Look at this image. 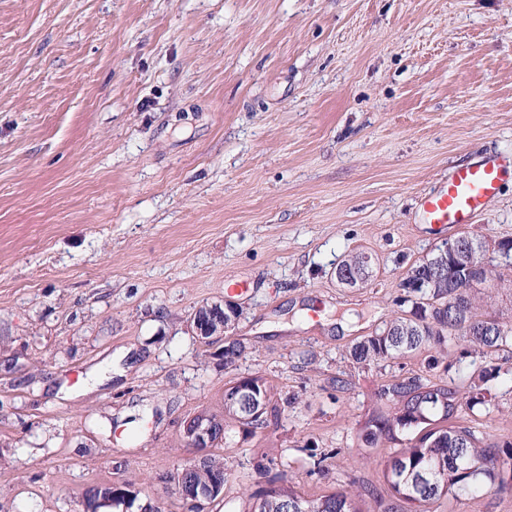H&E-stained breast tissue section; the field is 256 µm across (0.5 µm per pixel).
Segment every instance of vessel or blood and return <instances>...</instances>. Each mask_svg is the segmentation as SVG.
I'll return each instance as SVG.
<instances>
[{
    "mask_svg": "<svg viewBox=\"0 0 512 512\" xmlns=\"http://www.w3.org/2000/svg\"><path fill=\"white\" fill-rule=\"evenodd\" d=\"M501 166L492 158L453 169L447 179L421 198L425 223L456 229L473 223L497 196Z\"/></svg>",
    "mask_w": 512,
    "mask_h": 512,
    "instance_id": "vessel-or-blood-1",
    "label": "vessel or blood"
}]
</instances>
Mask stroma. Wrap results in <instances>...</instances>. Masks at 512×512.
<instances>
[{
  "label": "stroma",
  "mask_w": 512,
  "mask_h": 512,
  "mask_svg": "<svg viewBox=\"0 0 512 512\" xmlns=\"http://www.w3.org/2000/svg\"><path fill=\"white\" fill-rule=\"evenodd\" d=\"M489 156L506 174L487 210L424 223L422 194ZM461 233L512 240V0H0V512H82L104 482L187 512L161 479L196 454L181 424L252 375L298 402L235 428L210 512L280 479L309 497L372 485L358 506L385 512L410 435L365 440L393 411L381 388L473 368L461 340L434 369L425 350L349 353ZM356 251L370 278L346 288ZM488 258L480 305L510 322L512 258ZM228 303L231 367L188 326ZM486 388L453 420L512 442V377Z\"/></svg>",
  "instance_id": "obj_1"
}]
</instances>
